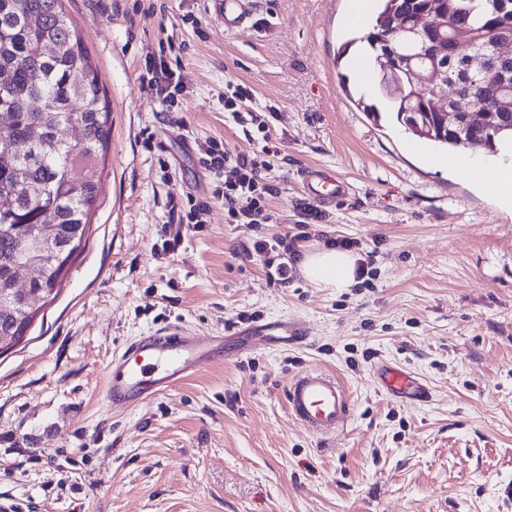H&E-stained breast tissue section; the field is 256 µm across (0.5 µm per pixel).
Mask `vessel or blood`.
<instances>
[{"label":"vessel or blood","instance_id":"b4317fda","mask_svg":"<svg viewBox=\"0 0 512 512\" xmlns=\"http://www.w3.org/2000/svg\"><path fill=\"white\" fill-rule=\"evenodd\" d=\"M213 13L225 30L247 27L253 20V0H211ZM305 193L315 200L339 199L347 184L334 174L311 168L304 172ZM248 336L276 339L288 345L307 334L298 323L273 321L253 323ZM224 339L200 333L180 324H170L128 343L113 356L107 369L104 394L116 408H133L170 392L190 376L222 357ZM379 383L389 396L404 400L427 398L428 388L401 366H381ZM291 417L312 434L336 433L346 424L352 406L350 391L332 373L313 367L294 375L286 388Z\"/></svg>","mask_w":512,"mask_h":512}]
</instances>
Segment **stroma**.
I'll return each instance as SVG.
<instances>
[{"label": "stroma", "mask_w": 512, "mask_h": 512, "mask_svg": "<svg viewBox=\"0 0 512 512\" xmlns=\"http://www.w3.org/2000/svg\"><path fill=\"white\" fill-rule=\"evenodd\" d=\"M253 28L224 31L211 0H63L102 77L112 121L101 188L56 299L0 355V502L15 512H512V209L425 161L429 148L373 120L335 58L352 0H256ZM180 74L174 107L156 64ZM274 108L268 135L225 111ZM269 146L276 223L228 221L198 147ZM336 172L298 254L355 241L368 283L339 292L301 272L266 281L252 243L298 219L301 174ZM202 226L175 224L190 201ZM178 239L175 250L168 240ZM301 320L302 346L233 336L237 313ZM224 338V358L146 404L112 408L106 367L170 324ZM411 370L428 401L379 389V362ZM352 394L343 431L317 437L288 412L301 369Z\"/></svg>", "instance_id": "1"}]
</instances>
